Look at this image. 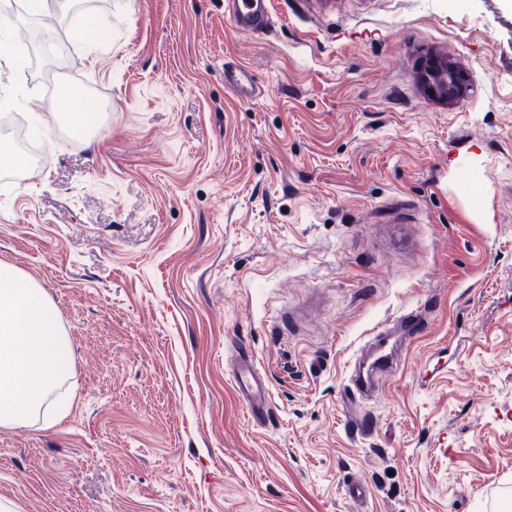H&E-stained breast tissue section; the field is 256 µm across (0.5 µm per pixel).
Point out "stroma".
I'll use <instances>...</instances> for the list:
<instances>
[{
	"label": "stroma",
	"mask_w": 512,
	"mask_h": 512,
	"mask_svg": "<svg viewBox=\"0 0 512 512\" xmlns=\"http://www.w3.org/2000/svg\"><path fill=\"white\" fill-rule=\"evenodd\" d=\"M86 2L32 20L0 0L20 43L56 44L0 51V103L42 158L0 190V263L56 307L73 399L0 426V500L512 512V0H271L263 33L224 0ZM429 53L465 97L421 90ZM55 72L93 83L97 129L64 135ZM380 329L393 369L353 399ZM239 354L266 373L257 423ZM255 75L242 65L224 66V85L242 101H249L255 92Z\"/></svg>",
	"instance_id": "35a3bbf8"
}]
</instances>
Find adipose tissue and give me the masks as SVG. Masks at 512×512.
<instances>
[{
  "mask_svg": "<svg viewBox=\"0 0 512 512\" xmlns=\"http://www.w3.org/2000/svg\"><path fill=\"white\" fill-rule=\"evenodd\" d=\"M56 308L16 268L0 264V426L40 409L66 372Z\"/></svg>",
  "mask_w": 512,
  "mask_h": 512,
  "instance_id": "1",
  "label": "adipose tissue"
}]
</instances>
